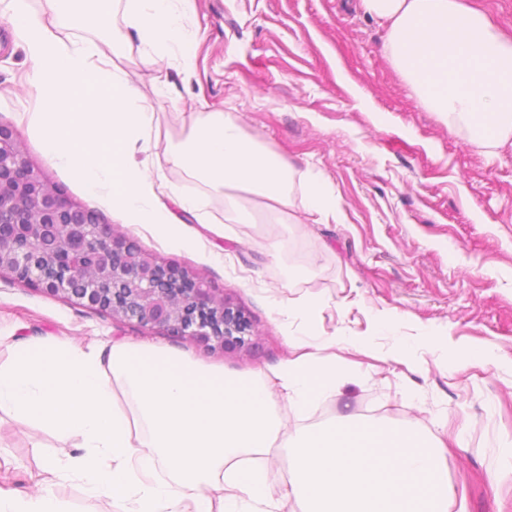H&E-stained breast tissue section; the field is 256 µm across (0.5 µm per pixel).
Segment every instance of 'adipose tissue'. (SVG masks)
Instances as JSON below:
<instances>
[{"label": "adipose tissue", "instance_id": "adipose-tissue-1", "mask_svg": "<svg viewBox=\"0 0 512 512\" xmlns=\"http://www.w3.org/2000/svg\"><path fill=\"white\" fill-rule=\"evenodd\" d=\"M112 0H0L31 62L37 108L18 115L50 163L66 169L133 224L160 232L176 251L223 238L209 211L213 196L243 190L272 213L299 204L327 224L341 210L329 182L249 134L231 112L189 110V132L160 142L155 114L112 64L109 50L53 31L57 20L109 28ZM384 30L382 50L419 102L449 131L485 156L512 148V37L466 0H358ZM124 15L145 62L195 69L196 0H124ZM179 170L204 189L171 182ZM190 215L209 230L193 232ZM327 303L309 297L278 308L297 323L291 354L272 378L225 375L165 346L125 339L83 348L31 336L0 364V413L43 431L76 438L80 455L43 459L48 487L32 496L0 492V512H66L49 486L73 480L120 512H448L446 447L420 429L345 418L285 441L274 396L308 412L334 398L346 377L336 347L360 350L366 339L325 333ZM285 450L288 480L271 493L265 462Z\"/></svg>", "mask_w": 512, "mask_h": 512}]
</instances>
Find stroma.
Segmentation results:
<instances>
[{
  "instance_id": "stroma-1",
  "label": "stroma",
  "mask_w": 512,
  "mask_h": 512,
  "mask_svg": "<svg viewBox=\"0 0 512 512\" xmlns=\"http://www.w3.org/2000/svg\"><path fill=\"white\" fill-rule=\"evenodd\" d=\"M196 2L201 40L193 75L163 62L145 64L134 47L115 59L151 104L161 137L186 136L181 102L202 94L207 111L236 113L249 133L297 169L322 171L341 221L312 225L302 237L300 207H290L281 223L247 194L256 221L235 224L231 207L216 196L210 211L228 223L223 261L206 250L163 248L149 229L129 224L52 165L35 133L19 123V113L33 109L29 61L0 17V123L14 127L29 160L142 252L223 289L259 334L251 351L211 350L4 274L0 363L23 336L83 347L122 338L187 351L229 375L261 377L287 357L296 328L274 302L319 296L328 303L323 330L370 337L376 354L337 350L353 376L309 417L276 398L288 434L347 415L411 424L448 441V512H512V465L505 458L512 444V153L487 159L423 108L383 55L380 27L357 10L356 0ZM277 238L287 239L288 248L274 260L264 246ZM379 310L400 316L397 335L378 333ZM428 331L438 336L432 351L424 346ZM400 343L410 347L409 358L391 359ZM486 344L495 348L493 363L472 362L470 351ZM75 444L0 414V487L39 493L42 457L74 453ZM52 490L68 512L118 510L72 481Z\"/></svg>"
}]
</instances>
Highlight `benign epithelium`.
I'll list each match as a JSON object with an SVG mask.
<instances>
[{
    "label": "benign epithelium",
    "instance_id": "benign-epithelium-1",
    "mask_svg": "<svg viewBox=\"0 0 512 512\" xmlns=\"http://www.w3.org/2000/svg\"><path fill=\"white\" fill-rule=\"evenodd\" d=\"M53 296L187 336L208 349L247 351L245 312L187 269L146 255L48 182L13 129L0 125V273Z\"/></svg>",
    "mask_w": 512,
    "mask_h": 512
}]
</instances>
